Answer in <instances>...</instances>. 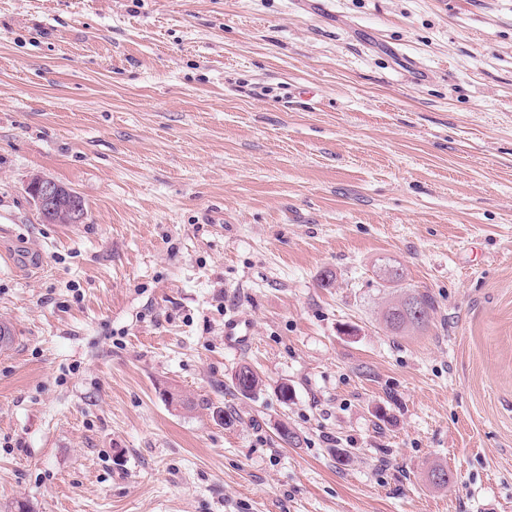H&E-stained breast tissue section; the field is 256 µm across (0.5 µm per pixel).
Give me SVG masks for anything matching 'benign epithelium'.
<instances>
[{"mask_svg": "<svg viewBox=\"0 0 512 512\" xmlns=\"http://www.w3.org/2000/svg\"><path fill=\"white\" fill-rule=\"evenodd\" d=\"M30 196L46 224H79L85 208L81 196L51 177L35 174L27 183Z\"/></svg>", "mask_w": 512, "mask_h": 512, "instance_id": "7a95c632", "label": "benign epithelium"}]
</instances>
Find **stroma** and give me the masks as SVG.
Here are the masks:
<instances>
[{
    "label": "stroma",
    "mask_w": 512,
    "mask_h": 512,
    "mask_svg": "<svg viewBox=\"0 0 512 512\" xmlns=\"http://www.w3.org/2000/svg\"><path fill=\"white\" fill-rule=\"evenodd\" d=\"M1 322L0 512H512V0H0ZM34 205L46 224H80L85 208L81 196L51 177L35 174L27 183ZM433 298L427 293L403 292L395 302H390L383 313V321L394 333L406 329L422 330L431 319ZM249 328L236 319L224 321V343L231 348L244 347L249 343ZM233 383L237 392L247 397L256 393L262 381L248 365H241L234 374Z\"/></svg>",
    "instance_id": "obj_1"
}]
</instances>
